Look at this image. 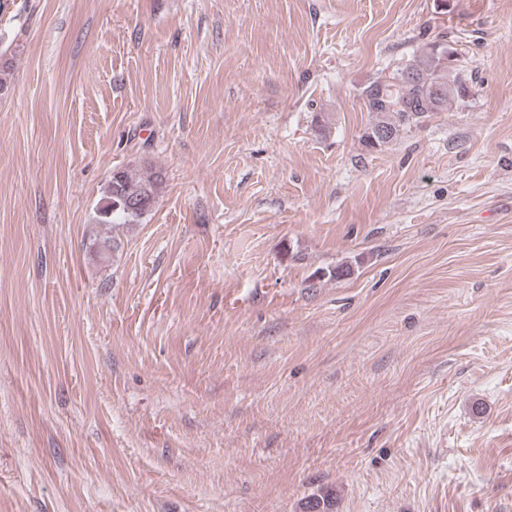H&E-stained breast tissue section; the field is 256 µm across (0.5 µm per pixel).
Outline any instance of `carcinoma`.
<instances>
[{
    "label": "carcinoma",
    "instance_id": "obj_1",
    "mask_svg": "<svg viewBox=\"0 0 512 512\" xmlns=\"http://www.w3.org/2000/svg\"><path fill=\"white\" fill-rule=\"evenodd\" d=\"M468 92V78L459 68L456 48L444 43L428 46L397 73L363 89L364 105L373 115L364 133L366 146L375 149L390 144L422 119L464 100ZM380 129L386 132L382 139L376 137ZM165 185L166 176L160 170L142 175L130 166L112 169L98 223L114 228L142 223ZM301 512H335V497L328 492L312 493L301 503Z\"/></svg>",
    "mask_w": 512,
    "mask_h": 512
}]
</instances>
